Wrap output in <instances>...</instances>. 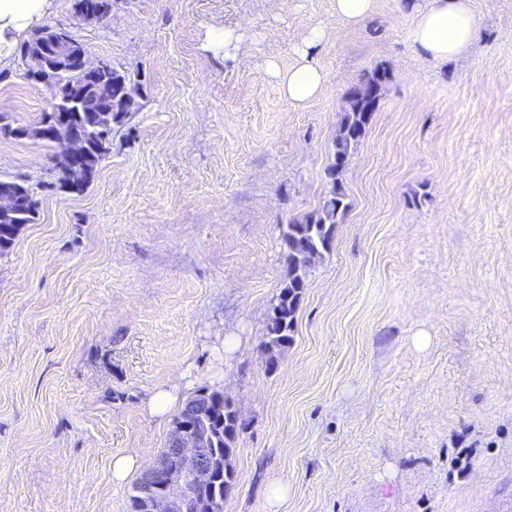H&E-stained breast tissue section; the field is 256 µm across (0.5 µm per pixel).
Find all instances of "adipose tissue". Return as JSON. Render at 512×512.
<instances>
[{"mask_svg": "<svg viewBox=\"0 0 512 512\" xmlns=\"http://www.w3.org/2000/svg\"><path fill=\"white\" fill-rule=\"evenodd\" d=\"M50 0H0V63L6 61L14 45L40 23ZM412 43L430 60L441 62L464 54L477 36V20L469 0H428L415 11ZM267 72L278 82L288 101L305 103L317 96L326 75L308 55L288 69L268 63Z\"/></svg>", "mask_w": 512, "mask_h": 512, "instance_id": "obj_1", "label": "adipose tissue"}]
</instances>
